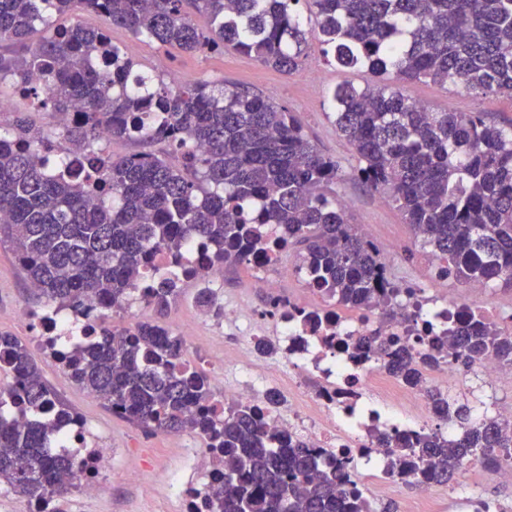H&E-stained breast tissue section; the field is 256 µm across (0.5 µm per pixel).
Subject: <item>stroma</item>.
<instances>
[{
	"mask_svg": "<svg viewBox=\"0 0 512 512\" xmlns=\"http://www.w3.org/2000/svg\"><path fill=\"white\" fill-rule=\"evenodd\" d=\"M110 34L113 43L125 49L143 74L167 81L177 77L237 85L288 108L319 151L339 165L343 180L337 192L349 202L347 211L352 223L361 225L378 250L393 248L391 273L395 279L415 288L432 285L430 258L393 204L358 180L352 149L338 134L329 116V94L334 87L342 83L372 82V74L326 64L316 45L309 49L299 72L285 75L230 47L188 54L133 36L120 27L111 28ZM408 92L435 112H479L497 125H512V97L505 94L444 91L427 83L412 85ZM257 282L258 277L249 265L236 264L225 266L222 277L212 282L211 287L225 305L253 307L261 300ZM198 288V282L183 283L181 297L171 304L164 316H157L153 306L148 305L134 309L129 316H110L107 324L131 328L141 322L157 320L177 335L183 325L193 323L197 326V338L191 351L192 365L210 373L223 372L229 384L237 383L246 372L256 378L275 374L280 383H287V375L280 372L278 354L257 353L254 341L243 339L236 326L219 327L199 320L194 300ZM19 306L44 310L48 304L31 287L11 247L4 244L0 246V333L14 336L27 346L57 398L71 410L81 412L92 432L109 440L112 448L111 487L93 499H60L62 512H183L178 490L193 470L191 455L202 452L203 440L191 432L145 429L136 422L114 418L102 401H88L85 390L65 371L46 362L37 330L14 320L13 311ZM143 469L154 475L151 486H144L133 477L134 472ZM455 486V498L440 492L434 495L432 512H466V501L470 498L512 501V482L498 481L494 468L483 464L478 465L471 480H456Z\"/></svg>",
	"mask_w": 512,
	"mask_h": 512,
	"instance_id": "35a3bbf8",
	"label": "stroma"
}]
</instances>
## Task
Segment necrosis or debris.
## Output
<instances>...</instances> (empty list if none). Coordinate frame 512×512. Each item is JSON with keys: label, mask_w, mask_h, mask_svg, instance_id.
Listing matches in <instances>:
<instances>
[{"label": "necrosis or debris", "mask_w": 512, "mask_h": 512, "mask_svg": "<svg viewBox=\"0 0 512 512\" xmlns=\"http://www.w3.org/2000/svg\"><path fill=\"white\" fill-rule=\"evenodd\" d=\"M279 262L275 255L261 259L259 283L273 298L270 316L275 324L271 334L291 386L302 395L303 402L290 406L284 415L267 410L266 421L269 427L306 441L317 452L347 461L356 488L369 501H377L401 483L400 477L390 471L385 450L377 446V434L403 438L438 425L449 438L461 436L463 426L437 415L428 391L466 389L475 378L485 391H494L502 364L493 355L473 367L459 359H444L425 371L420 387L407 386L382 370L375 358L346 353L342 341L363 336L398 337L412 355L431 352L434 333L442 319L458 310L457 302L412 288L402 294L393 311L379 305L337 315L332 306L305 301V293L312 290L309 283H302V296L287 293L277 274ZM101 313L100 302L91 297L79 310L64 317L54 310L22 307L16 319L39 327L42 351L51 364L59 367L64 363L63 338L70 324L94 323ZM56 433L80 439L73 456L70 490L86 498L102 493L104 480L112 476L109 449L100 444L80 417L60 425Z\"/></svg>", "instance_id": "1"}]
</instances>
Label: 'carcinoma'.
Instances as JSON below:
<instances>
[{"label":"carcinoma","instance_id":"cac0c4a2","mask_svg":"<svg viewBox=\"0 0 512 512\" xmlns=\"http://www.w3.org/2000/svg\"><path fill=\"white\" fill-rule=\"evenodd\" d=\"M77 8L186 53L229 45L286 75L300 70L314 42L328 62L371 72L375 83H343L331 96L360 180L396 204L434 260V276L512 286V126L478 112H433L407 93L426 82L512 97V0H0V43L26 46L21 56H0V82L12 80L20 93L39 79V108L49 112L82 106L63 126L65 154H43L50 137L32 133L24 112L0 134V243L57 310L95 297L104 311H122L140 271L160 251L177 257L189 239L205 242L219 268L291 250L297 270L343 308L391 304L402 293L349 221L336 194L339 165L293 113L239 86L144 76L109 29L54 26ZM192 10L208 16L207 29ZM104 126L114 138L163 142L178 163L151 151L103 156ZM180 283L178 271L158 275L149 297L156 311L180 295ZM94 333L66 358L68 374L146 428L209 440L218 478L205 512H371L343 464L319 462L253 406L227 404L215 419L210 407L220 398L210 377L182 361V339L165 326ZM435 341L439 354L468 365L489 355L512 362V331L469 309ZM348 348L384 361L409 386L422 383L412 357L384 341ZM0 374L24 386L19 412L28 416L9 420L14 406L0 388V484L28 500L60 497L73 461L38 417L53 412L62 423L72 411L27 348L2 333ZM430 399L470 427L460 440L433 430L410 441L380 437L404 482L447 483L465 459L497 467L512 451V429L470 421L467 404L440 392Z\"/></svg>","mask_w":512,"mask_h":512}]
</instances>
